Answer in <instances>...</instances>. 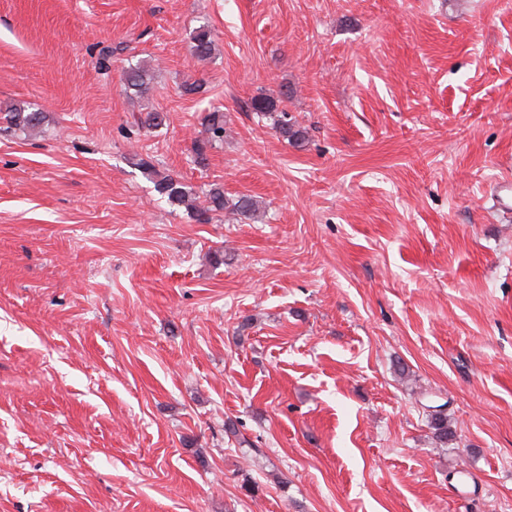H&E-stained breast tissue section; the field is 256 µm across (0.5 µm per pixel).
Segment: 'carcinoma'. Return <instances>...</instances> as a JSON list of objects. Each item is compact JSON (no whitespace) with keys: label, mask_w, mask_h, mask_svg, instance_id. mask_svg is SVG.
Wrapping results in <instances>:
<instances>
[{"label":"carcinoma","mask_w":512,"mask_h":512,"mask_svg":"<svg viewBox=\"0 0 512 512\" xmlns=\"http://www.w3.org/2000/svg\"><path fill=\"white\" fill-rule=\"evenodd\" d=\"M191 53L199 60L209 58L213 50V38L210 30L200 27L191 34ZM152 68L143 63L129 68L124 74L125 86L131 90V95L137 98L148 96L151 87ZM252 108L261 115L278 113L275 128L284 139L298 142L303 137V131L288 118V112L279 108L278 101L267 97H258L253 100ZM6 118L26 131L36 130L42 121L41 113L28 111L23 106L15 105L6 113ZM205 132L208 140L220 141L224 139V115L214 110L205 117ZM147 175L154 181L159 192L167 195L169 201L185 206V208L202 218L212 211H222L224 216L235 219L250 216L256 212V204L247 196L230 198L224 195V187L213 183L205 193L199 195L192 188L186 186L176 176L161 172L149 162H140ZM430 425L434 431L435 440L441 444L448 443V418L442 407H437L430 414Z\"/></svg>","instance_id":"cac0c4a2"}]
</instances>
